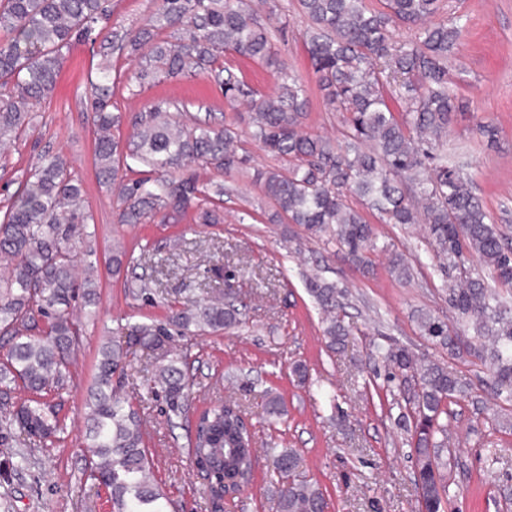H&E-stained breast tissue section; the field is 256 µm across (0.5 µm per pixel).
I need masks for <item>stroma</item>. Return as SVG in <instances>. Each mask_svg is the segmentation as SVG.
I'll return each mask as SVG.
<instances>
[{
    "instance_id": "35a3bbf8",
    "label": "stroma",
    "mask_w": 512,
    "mask_h": 512,
    "mask_svg": "<svg viewBox=\"0 0 512 512\" xmlns=\"http://www.w3.org/2000/svg\"><path fill=\"white\" fill-rule=\"evenodd\" d=\"M288 20L274 42L290 68L299 73L310 105L306 131L342 142L344 123L319 90L303 41L306 20L294 0H269ZM446 12L466 15V31L450 57L458 112L437 143L450 166L468 178L475 195L496 224L512 236V0H444ZM96 46L73 40L51 96L35 114L34 134L0 155V207L6 206L45 149L61 153L83 183L93 217L86 240L96 269L98 307L82 316V344L75 376L89 382L100 345L124 338L136 322H167L173 311L207 301L215 287L232 286L243 322L219 333H173L171 351L189 354L188 412L169 417L154 383L159 361L138 352L122 379L121 394L140 399L147 420V445L160 486L184 512H275L269 489L275 478L273 449L294 448L303 474L316 482L327 512H417L415 455L411 433L398 417L411 392L388 377L376 345L398 344L417 357L440 363L448 353L421 336L418 319L429 314L460 335L473 330L449 313L448 278L422 224L373 221L377 248L372 270L362 273L329 242L296 224L272 222L274 207L246 173H199L201 181L224 187V221L199 224L192 216L178 222L117 221V189L98 183L94 168V114L85 96ZM161 100L186 101L189 118L224 122L236 128L254 167L272 158L250 137L246 102L228 104L206 74L164 79L137 96L117 90L113 110L126 120L115 135L127 140V117ZM492 127L494 137L483 133ZM125 247L136 275L150 282V298L132 295L113 276V244ZM404 254L410 281L390 269L392 254ZM317 273L346 290L344 346L329 349L323 314L306 290ZM452 362V361H449ZM303 364L304 377L292 367ZM466 383L465 398L448 406L452 444L442 470L452 512H512V409L490 388L492 375L480 361L452 362ZM280 396L286 413L271 423L267 395ZM236 399L252 417L260 450L253 480L237 498L215 504L193 470L189 437L195 416L217 398ZM67 424L62 447L49 451L13 430L11 446L0 453V512H110L105 489L88 477L83 433V393L63 397Z\"/></svg>"
}]
</instances>
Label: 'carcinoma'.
Returning <instances> with one entry per match:
<instances>
[{"label":"carcinoma","mask_w":512,"mask_h":512,"mask_svg":"<svg viewBox=\"0 0 512 512\" xmlns=\"http://www.w3.org/2000/svg\"><path fill=\"white\" fill-rule=\"evenodd\" d=\"M307 19L303 33L320 90L336 111L347 114L343 143L302 130L309 106L302 77L278 57L272 38L277 17H261L247 0H160L151 23L134 32L100 38L99 22L111 18L110 0H0V146L33 129L35 108L50 97L70 43L99 44L103 63L88 79L95 112V164L105 184H119V223L141 224L196 212L201 224L224 222V187L210 190L198 169L230 173L246 167L238 134L229 125H189L177 118L182 102L161 100L131 118L133 134L122 142L112 130L122 114L109 110L121 75L112 54L138 58L134 87L186 73H210L228 101L251 102L252 136L281 166L255 170L252 179L275 207V217L312 232H336V243L352 262L367 266L375 234L348 196L377 212L385 224H425L439 268L448 272V310L470 323L469 342L430 315L420 318L422 335L448 350L491 364L494 394L512 402V304L472 273L478 260L492 268L494 282L512 295V239L495 225L473 193L471 182L448 167L431 140L454 121L448 55L457 45L463 16L435 23L441 0H296ZM413 30L397 43L392 30ZM170 31L167 36L164 31ZM232 51L273 70L272 92H256L234 69L219 63ZM91 215L83 187L57 154L41 155L6 209L0 210V335L11 341L0 357V413L7 425L26 432L49 450L67 427L55 399L74 387L73 365L83 336L70 314L78 298L95 304L96 282L78 280L77 238ZM307 291L324 314L323 335L332 349L349 329L341 313L345 291L315 274ZM238 309L217 297L175 313L169 325L129 326L126 340L99 351L86 400L84 425L89 477L107 489L112 512H169L170 500L154 479L145 422L133 400L112 385L136 349L157 351L170 340L169 326L217 333L240 324ZM382 358L392 379L414 381L413 408L400 421L413 424L420 508L443 512L441 452L448 444V404L464 395L453 367L418 360L407 348L389 345ZM187 355L162 364L156 376L168 412H185ZM27 397L10 401L12 388ZM191 454L217 496L234 495L249 480L256 456L242 410L219 403L197 419ZM303 459L294 448L276 455V512H326L322 490L301 476Z\"/></svg>","instance_id":"carcinoma-1"}]
</instances>
